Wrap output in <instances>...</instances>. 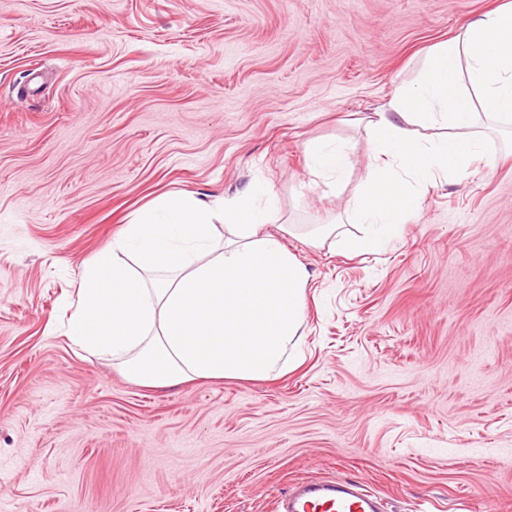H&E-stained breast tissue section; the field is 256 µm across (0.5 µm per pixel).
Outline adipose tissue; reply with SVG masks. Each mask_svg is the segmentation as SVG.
<instances>
[{
	"mask_svg": "<svg viewBox=\"0 0 512 512\" xmlns=\"http://www.w3.org/2000/svg\"><path fill=\"white\" fill-rule=\"evenodd\" d=\"M512 124V0L469 22L427 55L417 80L400 85L369 126L378 159L347 214L362 237L317 228L345 252L397 235L438 179L497 155L476 127L480 114ZM447 136L414 138L412 127ZM469 131L466 141L453 138ZM346 148L306 146L311 175L336 188ZM276 202L261 185L206 204L163 196L132 213L110 250L88 266L70 317V339L111 356L130 380L165 387L194 379L255 380L286 373L304 336L310 273L265 231Z\"/></svg>",
	"mask_w": 512,
	"mask_h": 512,
	"instance_id": "obj_1",
	"label": "adipose tissue"
}]
</instances>
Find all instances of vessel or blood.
Here are the masks:
<instances>
[{
  "mask_svg": "<svg viewBox=\"0 0 512 512\" xmlns=\"http://www.w3.org/2000/svg\"><path fill=\"white\" fill-rule=\"evenodd\" d=\"M284 512H380L372 494L352 490L348 481L304 482L287 492Z\"/></svg>",
  "mask_w": 512,
  "mask_h": 512,
  "instance_id": "b4317fda",
  "label": "vessel or blood"
}]
</instances>
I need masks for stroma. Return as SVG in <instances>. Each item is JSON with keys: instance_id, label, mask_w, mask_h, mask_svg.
Returning <instances> with one entry per match:
<instances>
[{"instance_id": "obj_1", "label": "stroma", "mask_w": 512, "mask_h": 512, "mask_svg": "<svg viewBox=\"0 0 512 512\" xmlns=\"http://www.w3.org/2000/svg\"><path fill=\"white\" fill-rule=\"evenodd\" d=\"M496 3L0 0V512H275L329 478L385 512H512V131L377 251L307 241L360 234L369 118ZM311 141L347 147L336 193ZM258 182L311 274L298 366L151 389L71 342L131 213Z\"/></svg>"}]
</instances>
